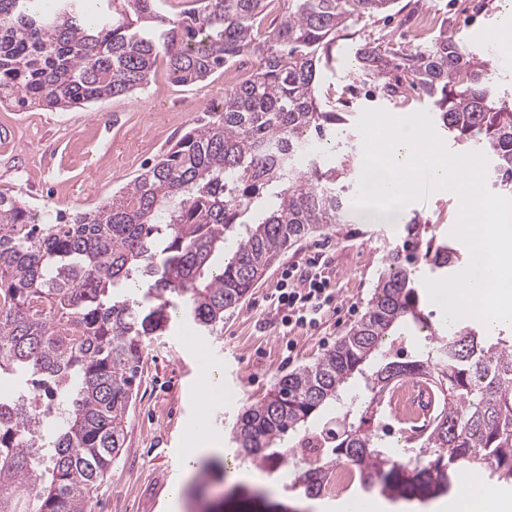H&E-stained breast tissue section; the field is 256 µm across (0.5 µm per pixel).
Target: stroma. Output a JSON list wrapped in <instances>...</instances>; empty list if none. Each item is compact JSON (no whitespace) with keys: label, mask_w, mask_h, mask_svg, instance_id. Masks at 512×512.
I'll return each instance as SVG.
<instances>
[{"label":"stroma","mask_w":512,"mask_h":512,"mask_svg":"<svg viewBox=\"0 0 512 512\" xmlns=\"http://www.w3.org/2000/svg\"><path fill=\"white\" fill-rule=\"evenodd\" d=\"M400 12L367 22L357 38L339 41L336 63L324 82L339 109L360 116L367 108H388L406 116L426 109L416 98L387 105L372 84L358 75V43L371 41L402 48L414 45L413 23L425 13L447 19L448 32L459 41L484 48V35L512 19V0H398ZM224 100V76L199 85L173 84L158 65L143 90L96 106L69 110L18 112L0 107V193L21 197L37 214L70 213L110 200L113 192L135 178L212 107ZM453 198L434 193L411 204L401 222L364 224L351 218L340 234L313 235L288 248L231 313L224 327L191 344L188 326H172L148 347L143 375L126 420L124 447L97 492L94 512H167L173 486L183 478L179 453L191 445V426L207 413L206 435L225 443L238 413L263 398L280 375L312 364L362 316L386 253L402 245L403 224L420 217L438 237L448 238L455 221ZM324 258V274L338 295L319 331L281 328L267 298L287 266L311 256ZM208 353L211 368L231 398L215 396L206 407L197 403L199 353ZM212 496L196 502L197 512H307L301 489L278 490L259 499L251 489L224 494V464L210 465L206 475Z\"/></svg>","instance_id":"35a3bbf8"}]
</instances>
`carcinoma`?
Here are the masks:
<instances>
[{"label": "carcinoma", "instance_id": "obj_1", "mask_svg": "<svg viewBox=\"0 0 512 512\" xmlns=\"http://www.w3.org/2000/svg\"><path fill=\"white\" fill-rule=\"evenodd\" d=\"M0 0V103L19 111L79 107L147 86L158 60L173 83L193 85L243 57L257 60L224 88L221 107L103 206L57 213L44 224L0 193V375L26 377L66 416L38 468L28 452L38 422L25 402H0V512H91L94 493L125 441L124 423L147 346L175 312L212 331L288 247L348 223L354 157L324 163L348 113L323 90L343 34L393 11L396 0ZM355 57L380 95L418 90L435 123L463 150L487 157L486 182L512 192V94L482 52L440 25L405 49L372 43ZM408 222L406 249L385 259L371 299L345 336L312 365L281 376L232 429L236 452L268 468L285 437L322 456L298 476L307 496L331 482L339 460L361 483L394 498H434L478 468L512 481V338L459 321L437 327L427 351H388L403 327L431 328L415 267L453 274L459 247ZM236 246L217 266L224 240ZM423 374L442 406L425 435H403L397 457L375 426L376 407L400 379ZM365 406L313 425L364 376Z\"/></svg>", "mask_w": 512, "mask_h": 512}]
</instances>
